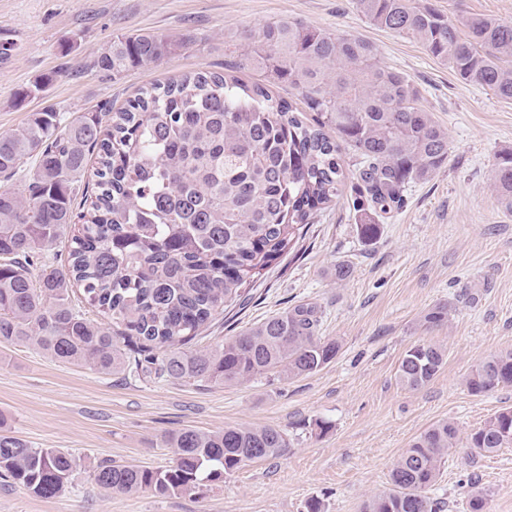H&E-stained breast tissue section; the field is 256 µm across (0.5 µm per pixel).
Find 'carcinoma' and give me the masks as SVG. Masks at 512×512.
I'll return each instance as SVG.
<instances>
[{"mask_svg":"<svg viewBox=\"0 0 512 512\" xmlns=\"http://www.w3.org/2000/svg\"><path fill=\"white\" fill-rule=\"evenodd\" d=\"M373 25L420 43L466 83L512 100V23L483 15L460 30L426 0H355ZM192 44L140 32L120 35L95 66L117 77L156 65ZM258 79L200 70L140 90L108 124L83 112L62 124L42 110L0 134V342L35 347L62 363L105 375L152 373L186 383L240 385L257 378L310 376L339 346L318 336V307L294 305L214 347L192 348L262 271L302 238L307 225L342 193V153L354 158L368 203L386 213L411 183L448 160V135L421 105L405 73L385 65L369 41L279 19L235 45ZM286 84L308 117L271 91ZM96 158L91 201L73 197ZM34 160L26 170L28 160ZM494 189L512 209V152L497 161ZM71 235L65 267L31 268L42 250ZM101 320L73 303L74 289ZM141 342L137 356L115 337ZM446 350L418 344L397 376L408 389L431 381ZM475 394L512 386V350L481 359L466 380ZM0 478L43 498L61 494L81 459L35 448L3 432ZM458 429L437 422L415 437L391 470L387 490L362 512H439L431 496ZM171 465L152 469L110 459L92 469L109 493H187L224 480L249 461L289 447L271 427H229L167 435ZM477 454L512 446V407L496 411L466 438Z\"/></svg>","mask_w":512,"mask_h":512,"instance_id":"cac0c4a2","label":"carcinoma"}]
</instances>
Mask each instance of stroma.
I'll list each match as a JSON object with an SVG mask.
<instances>
[{
    "instance_id": "1",
    "label": "stroma",
    "mask_w": 512,
    "mask_h": 512,
    "mask_svg": "<svg viewBox=\"0 0 512 512\" xmlns=\"http://www.w3.org/2000/svg\"><path fill=\"white\" fill-rule=\"evenodd\" d=\"M431 2L459 26L475 14L512 23V0ZM278 18L374 43L383 63L419 85L422 105L448 134L446 163L408 186L387 215L353 210L351 199L364 187L349 170L342 196L201 340L222 343L311 302L320 310L319 336L340 346L314 375L189 384L102 375L29 346L0 344V414L9 430L84 462L51 499L0 480V512H304L313 497L325 512H361L365 499L386 489L402 451L432 423L450 421L464 436L512 406V387L482 395L466 387L479 359L512 350V211L493 189L496 159L512 151V100L464 83L417 42L373 26L354 0H0V43L14 46L0 62V133L46 107L66 118L104 113L152 83L224 71L238 60L225 42ZM139 32L187 34L194 43L118 79L94 68L113 37ZM43 78L44 92L17 101L19 89ZM365 222L380 227L373 241L359 234ZM338 263L353 270L342 283L330 276ZM439 305L448 308L447 322L425 323ZM422 343L445 348L447 361L432 381L409 390L397 381L398 364ZM317 420L328 422L326 432L314 428ZM240 426L276 428L291 446L195 494H109L92 481V466L104 458L167 466L173 455L163 443L167 432ZM472 488L485 495V512H512V447L475 457L453 449L432 495L444 512H466Z\"/></svg>"
}]
</instances>
